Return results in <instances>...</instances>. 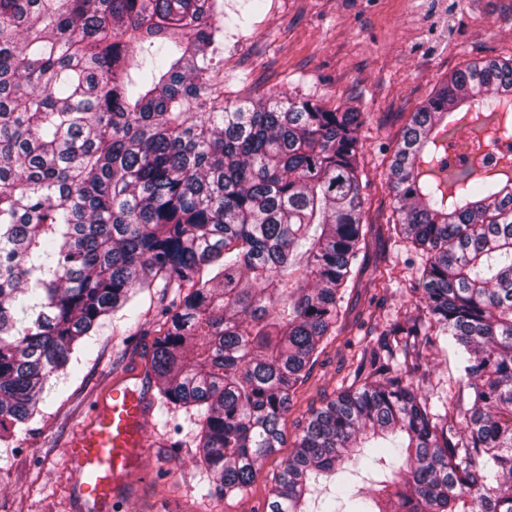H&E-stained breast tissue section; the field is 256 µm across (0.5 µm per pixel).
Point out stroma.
I'll use <instances>...</instances> for the list:
<instances>
[{
	"label": "stroma",
	"mask_w": 512,
	"mask_h": 512,
	"mask_svg": "<svg viewBox=\"0 0 512 512\" xmlns=\"http://www.w3.org/2000/svg\"><path fill=\"white\" fill-rule=\"evenodd\" d=\"M224 34L214 59L213 91L231 104L258 98L313 95L327 108H355L360 129L368 223H385L392 194L386 150L432 90L466 63L512 57V0H218ZM363 277L391 272L379 294L347 289L339 334L329 340L308 379L297 386L281 420L283 448L263 460L242 493H211L197 461L196 408L154 410L149 446L132 489L114 512H264L280 461L292 450L312 409L353 382L347 341L361 326L371 299L392 320L418 296L420 256L400 238L372 237L361 253ZM179 295L175 288L138 294L139 322L103 320L77 350L41 413L9 444L0 443V512H82L65 446L113 378L146 362L159 337L158 318Z\"/></svg>",
	"instance_id": "stroma-1"
}]
</instances>
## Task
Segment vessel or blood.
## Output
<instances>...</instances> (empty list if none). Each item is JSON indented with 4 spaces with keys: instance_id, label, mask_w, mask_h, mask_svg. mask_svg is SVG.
<instances>
[{
    "instance_id": "1",
    "label": "vessel or blood",
    "mask_w": 512,
    "mask_h": 512,
    "mask_svg": "<svg viewBox=\"0 0 512 512\" xmlns=\"http://www.w3.org/2000/svg\"><path fill=\"white\" fill-rule=\"evenodd\" d=\"M149 413L145 394L114 381L68 442L78 497L90 512H111L128 474L140 466Z\"/></svg>"
}]
</instances>
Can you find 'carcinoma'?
<instances>
[{
	"label": "carcinoma",
	"mask_w": 512,
	"mask_h": 512,
	"mask_svg": "<svg viewBox=\"0 0 512 512\" xmlns=\"http://www.w3.org/2000/svg\"><path fill=\"white\" fill-rule=\"evenodd\" d=\"M221 32L217 0H0L1 442L160 281L190 291L147 368L164 406L198 408L214 493L245 491L282 447L367 242L363 113L215 108ZM482 136L512 141V59L454 71L393 146L386 230L425 254L419 304L310 412L265 512H309L321 479L336 492L319 512H512V158ZM450 346L468 408L430 382ZM351 462L383 479L351 492Z\"/></svg>",
	"instance_id": "1"
}]
</instances>
